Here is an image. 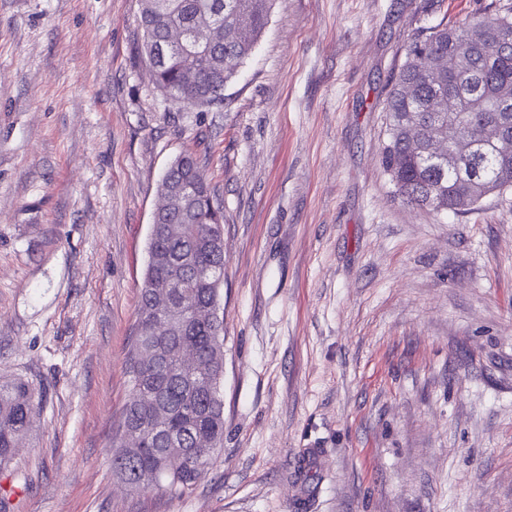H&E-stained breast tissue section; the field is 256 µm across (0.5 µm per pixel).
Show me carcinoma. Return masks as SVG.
Masks as SVG:
<instances>
[{
  "mask_svg": "<svg viewBox=\"0 0 512 512\" xmlns=\"http://www.w3.org/2000/svg\"><path fill=\"white\" fill-rule=\"evenodd\" d=\"M140 23L144 51L152 58L159 44L167 56L156 62L154 79L159 90L172 98L179 94L202 107L224 103V87L237 68L253 52L268 23L275 0H141ZM250 19L247 27L241 17ZM491 19L484 48L466 44V31L475 22ZM224 30V45L210 44L207 29ZM466 58L463 70L438 79L425 73L426 63L448 55ZM512 86V12L485 14L456 28L438 25L415 37L406 49V61L393 79L386 100L390 117L389 138L381 152V164L394 193L404 203L435 212H465L484 197L512 190V157L475 140L485 123H498L512 134V105L500 99V91ZM447 99L450 109L437 111L433 103ZM443 129L448 145L471 138L469 150L446 158L426 154L434 127ZM161 184L172 193L187 189L195 197L192 213L179 207L152 219L148 262L140 290L135 338L129 352L131 393L121 427L137 426L142 447L119 448L112 468L126 484L133 485L137 471L155 474L154 486L173 491L190 489L202 466L224 443V322L213 324L197 318L196 308L217 306L224 283V258L208 247L204 237L213 228H224V215L214 190L202 177L196 158L189 152L177 156ZM189 220L185 235L164 236L166 224ZM171 282L173 301L180 306L175 331L157 335L152 321L159 309L149 290L154 283ZM198 352L197 368L181 366L183 347ZM154 349L161 360L145 364L140 353ZM147 401L166 412L164 426L143 407ZM32 387L21 380L0 384V469L12 460L14 438L26 431L38 407ZM210 446L199 448V437ZM182 449L170 460L167 448Z\"/></svg>",
  "mask_w": 512,
  "mask_h": 512,
  "instance_id": "cac0c4a2",
  "label": "carcinoma"
}]
</instances>
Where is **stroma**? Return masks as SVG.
Instances as JSON below:
<instances>
[{"label": "stroma", "instance_id": "1", "mask_svg": "<svg viewBox=\"0 0 512 512\" xmlns=\"http://www.w3.org/2000/svg\"><path fill=\"white\" fill-rule=\"evenodd\" d=\"M512 0H277L205 109L164 99L140 0H0V382L41 407L8 512H512V191L394 196L412 39ZM224 212V446L182 493L112 473L160 182Z\"/></svg>", "mask_w": 512, "mask_h": 512}]
</instances>
